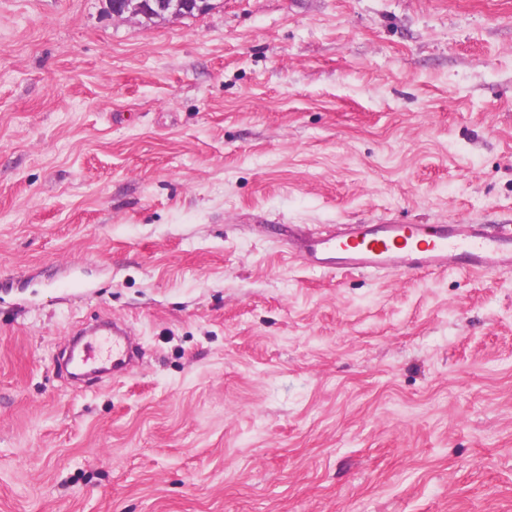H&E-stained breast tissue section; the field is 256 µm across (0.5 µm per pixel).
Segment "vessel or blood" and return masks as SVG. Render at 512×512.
<instances>
[{
    "mask_svg": "<svg viewBox=\"0 0 512 512\" xmlns=\"http://www.w3.org/2000/svg\"><path fill=\"white\" fill-rule=\"evenodd\" d=\"M291 248L308 269L343 275L433 273L473 275L512 272V226L485 224H331L317 235L294 234ZM79 351L87 372L127 373L134 350L129 330L116 322L89 329Z\"/></svg>",
    "mask_w": 512,
    "mask_h": 512,
    "instance_id": "1",
    "label": "vessel or blood"
}]
</instances>
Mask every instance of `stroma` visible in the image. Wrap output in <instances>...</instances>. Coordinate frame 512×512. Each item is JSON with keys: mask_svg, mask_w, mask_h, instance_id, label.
Instances as JSON below:
<instances>
[{"mask_svg": "<svg viewBox=\"0 0 512 512\" xmlns=\"http://www.w3.org/2000/svg\"><path fill=\"white\" fill-rule=\"evenodd\" d=\"M105 7L0 0V512H512V273L288 249L512 224V0ZM108 10L113 17L163 18L166 16L192 17L209 10L211 0H108ZM88 336V340L79 350L80 367L86 372H110L114 377H120L128 372L134 358V350L130 342L129 330L113 321L104 323L80 333ZM101 336H112L106 344V350L101 346Z\"/></svg>", "mask_w": 512, "mask_h": 512, "instance_id": "stroma-1", "label": "stroma"}]
</instances>
